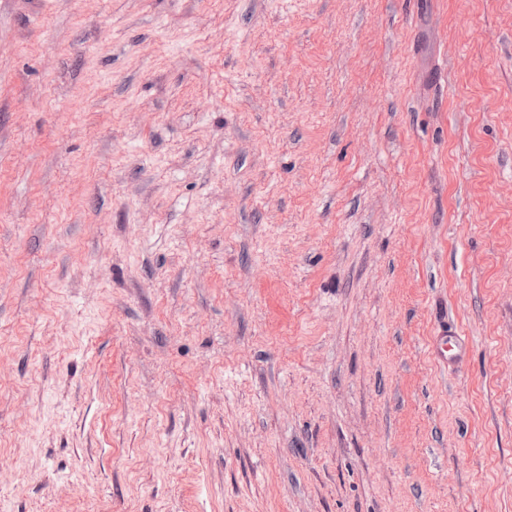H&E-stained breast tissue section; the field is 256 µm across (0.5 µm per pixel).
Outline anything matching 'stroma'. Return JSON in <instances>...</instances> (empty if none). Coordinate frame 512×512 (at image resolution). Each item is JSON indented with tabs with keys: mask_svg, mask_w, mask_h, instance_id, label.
I'll use <instances>...</instances> for the list:
<instances>
[{
	"mask_svg": "<svg viewBox=\"0 0 512 512\" xmlns=\"http://www.w3.org/2000/svg\"><path fill=\"white\" fill-rule=\"evenodd\" d=\"M0 512H512V0H0ZM466 347V336L456 333L435 336L431 343L432 358L439 364L456 363L464 355Z\"/></svg>",
	"mask_w": 512,
	"mask_h": 512,
	"instance_id": "35a3bbf8",
	"label": "stroma"
}]
</instances>
